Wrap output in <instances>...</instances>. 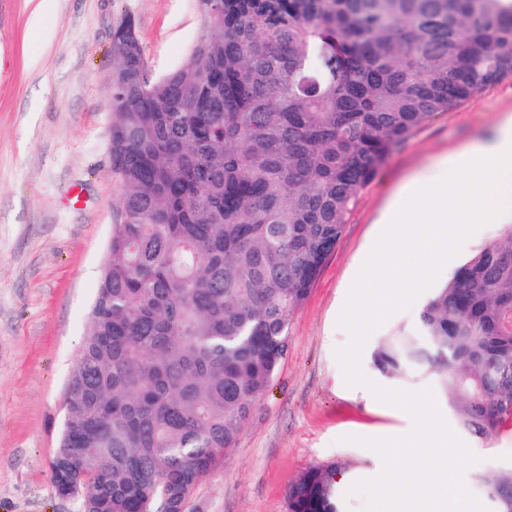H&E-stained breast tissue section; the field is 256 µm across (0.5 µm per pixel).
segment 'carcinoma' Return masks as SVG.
<instances>
[{"instance_id":"cac0c4a2","label":"carcinoma","mask_w":512,"mask_h":512,"mask_svg":"<svg viewBox=\"0 0 512 512\" xmlns=\"http://www.w3.org/2000/svg\"><path fill=\"white\" fill-rule=\"evenodd\" d=\"M191 61L153 77L112 29L122 198L50 472L83 512H182L236 448L363 188L420 126L512 77V0H207ZM441 380L462 429L512 424V228L372 355ZM308 468L288 512H342ZM478 482L512 512V471Z\"/></svg>"}]
</instances>
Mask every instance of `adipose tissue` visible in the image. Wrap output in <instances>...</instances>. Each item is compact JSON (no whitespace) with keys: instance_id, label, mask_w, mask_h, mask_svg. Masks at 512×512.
Segmentation results:
<instances>
[{"instance_id":"adipose-tissue-1","label":"adipose tissue","mask_w":512,"mask_h":512,"mask_svg":"<svg viewBox=\"0 0 512 512\" xmlns=\"http://www.w3.org/2000/svg\"><path fill=\"white\" fill-rule=\"evenodd\" d=\"M512 212V113L493 132L407 176L387 199L380 232L344 306L365 330L448 270V253L472 225Z\"/></svg>"}]
</instances>
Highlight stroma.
I'll list each match as a JSON object with an SVG mask.
<instances>
[{"label": "stroma", "mask_w": 512, "mask_h": 512, "mask_svg": "<svg viewBox=\"0 0 512 512\" xmlns=\"http://www.w3.org/2000/svg\"><path fill=\"white\" fill-rule=\"evenodd\" d=\"M131 15L151 72L186 65L202 29L194 0H53L32 21L26 0H0V512H82L59 496L49 471L105 262L121 187L110 169L112 27ZM41 58L30 69V54ZM512 108V78L424 124L391 153L362 190L334 251L288 332V354L253 407L238 446L189 494L183 512H287L288 487L316 465L354 477L378 474L380 458L349 443L393 425L344 382L336 348L339 298L351 281L393 188L410 171L489 132ZM421 294L368 339L361 368L391 389L438 387L433 372L384 378L371 354L382 339L414 332ZM464 481L512 469V427L479 439Z\"/></svg>", "instance_id": "1"}]
</instances>
